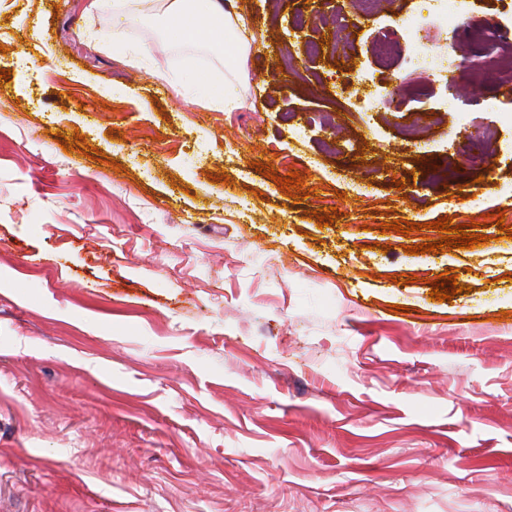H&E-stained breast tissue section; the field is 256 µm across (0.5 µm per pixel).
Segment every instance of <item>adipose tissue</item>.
<instances>
[{
    "mask_svg": "<svg viewBox=\"0 0 512 512\" xmlns=\"http://www.w3.org/2000/svg\"><path fill=\"white\" fill-rule=\"evenodd\" d=\"M111 10L117 21L112 26V42H126L130 28L160 23L165 41L186 45L211 34L209 49L224 66V80L211 82L205 75L192 72L176 74L160 71V78L172 86L192 85L200 102L221 111H231L244 102L246 74L244 63L252 50V41L240 19L234 0H88V13Z\"/></svg>",
    "mask_w": 512,
    "mask_h": 512,
    "instance_id": "1",
    "label": "adipose tissue"
}]
</instances>
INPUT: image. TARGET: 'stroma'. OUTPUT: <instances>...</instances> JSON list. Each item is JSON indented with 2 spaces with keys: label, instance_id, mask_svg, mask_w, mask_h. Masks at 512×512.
<instances>
[{
  "label": "stroma",
  "instance_id": "1",
  "mask_svg": "<svg viewBox=\"0 0 512 512\" xmlns=\"http://www.w3.org/2000/svg\"><path fill=\"white\" fill-rule=\"evenodd\" d=\"M84 6L0 0V512H512V87L383 63L432 0H236L221 112ZM441 217L487 243L389 228Z\"/></svg>",
  "mask_w": 512,
  "mask_h": 512
}]
</instances>
